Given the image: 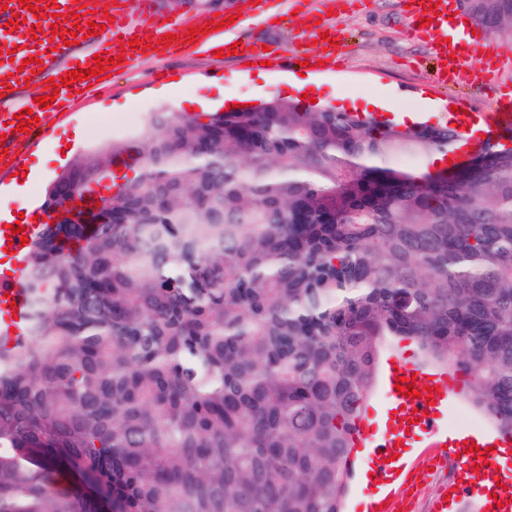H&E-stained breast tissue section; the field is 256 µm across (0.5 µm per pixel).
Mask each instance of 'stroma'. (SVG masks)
<instances>
[{
	"mask_svg": "<svg viewBox=\"0 0 512 512\" xmlns=\"http://www.w3.org/2000/svg\"><path fill=\"white\" fill-rule=\"evenodd\" d=\"M169 18L184 22L213 14L249 13L251 0H155ZM312 13L330 16L342 31L336 56L322 47L302 42L299 18L286 14L284 0H272L283 21L260 20L239 28L241 40L267 46L273 55L299 50L318 60L317 67L302 66L286 72L269 70L267 79L253 77L252 67L235 57L176 48L169 53L145 55L126 68L113 72L76 99L55 129L32 147L23 165L40 163L38 182L28 189L32 214L43 215L46 193L56 177L78 156L96 146L129 137L162 105L186 116L223 107L224 103L247 104L276 95L287 80L311 74L317 94L327 104L337 97H378L389 112H424L441 124L450 107L462 112H492L500 100L512 98V45L499 43L504 61L494 82L452 81L439 85L441 62L432 46L418 37L403 0H307ZM164 80H155L156 71ZM433 450L411 449L407 464L421 491L415 512H429L432 499L449 478L460 477L457 457L442 456L433 462Z\"/></svg>",
	"mask_w": 512,
	"mask_h": 512,
	"instance_id": "35a3bbf8",
	"label": "stroma"
}]
</instances>
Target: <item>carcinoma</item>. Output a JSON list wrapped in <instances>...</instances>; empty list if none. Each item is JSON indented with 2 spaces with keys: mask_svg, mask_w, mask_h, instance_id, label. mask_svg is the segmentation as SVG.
<instances>
[{
  "mask_svg": "<svg viewBox=\"0 0 512 512\" xmlns=\"http://www.w3.org/2000/svg\"><path fill=\"white\" fill-rule=\"evenodd\" d=\"M512 43V0H460ZM270 97L80 157L0 340V512H343L391 339L512 432V148ZM134 171L119 185L112 167ZM92 198L86 197L81 205L66 204L65 209H71L69 212L64 211L61 207L52 213L54 219H66L72 224H82L89 219V213L96 210V206L91 203Z\"/></svg>",
  "mask_w": 512,
  "mask_h": 512,
  "instance_id": "obj_1",
  "label": "carcinoma"
}]
</instances>
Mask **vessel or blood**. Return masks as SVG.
<instances>
[{
  "label": "vessel or blood",
  "instance_id": "obj_1",
  "mask_svg": "<svg viewBox=\"0 0 512 512\" xmlns=\"http://www.w3.org/2000/svg\"><path fill=\"white\" fill-rule=\"evenodd\" d=\"M94 2L95 0H56L57 6L52 9L46 7L44 0H39L37 11L32 14L29 13L27 6L20 4L19 0H0V3L6 6L5 12L0 13V20L6 22L16 15L23 17V24L13 32L14 37L22 38L32 26H48V17L51 13L64 14L72 11L78 13L79 19L75 22L65 21L64 27L70 32L78 22L84 24L91 20L98 24H105L103 15L89 13L88 7ZM438 2L437 10L432 11L422 8L419 0H405L413 18L426 17L430 20L429 25L418 28V36L438 45L440 50L450 51L451 57L444 66L446 72L462 80L491 81L495 72L488 67L491 56L487 54L484 46L463 41L455 42L451 46L447 45L448 0H438ZM111 15L114 19L113 25H105L106 29L100 32L99 37L110 43L109 55L113 58L123 55L131 61L137 55L146 54L148 48H162L164 45L162 36L166 33L175 34L181 39L186 36V26L168 21L165 17L156 14L149 0H138L137 5L134 6L130 5L128 0H120L116 8L112 9ZM147 30L153 34L151 42L148 43L142 40L143 33ZM133 38L138 41L137 46L134 47L129 44L130 39ZM71 54V47L65 46L60 37L56 36L49 45L35 50L34 63L25 65L24 68H17L16 64L6 59L0 61V134L5 137L4 143L1 144L6 148L5 153L0 154L1 169L13 168L15 160L21 159L29 143L43 138L55 127L65 110L74 101L76 91L86 88L87 83L83 80L58 86L53 105L47 107L36 102H28L20 96V89L24 86L26 78L34 77L38 72L46 77L52 76L57 70L58 62ZM475 56L479 57L480 66L470 65V58ZM27 107L32 108L39 122L32 125L28 136L23 137L16 131L12 120L15 114ZM458 124L461 152L475 151L487 139H493L505 145L512 143L511 113L464 112L459 115ZM12 260L14 274L10 280L0 281V317L13 328L17 325V314L23 313L25 307L24 296L19 286V273L23 271L26 263L24 248H16ZM403 377L413 378L415 395L405 397L396 390V383ZM384 385L388 403L401 408L403 416L412 421L419 435L423 436L426 447L440 448L447 445L457 452L473 444L483 449L512 447V434L499 431L491 435L473 432L455 441H447L440 410L448 403L451 380L436 370L421 367L394 356L385 365ZM427 386L434 387L433 397H423L422 391ZM353 445L357 448L373 449L374 457L370 468L374 482L379 484L385 480L386 459L391 458L395 449L410 447L411 441L405 430L383 428L362 421L357 425ZM412 508V497H409L407 492L393 489L371 501L368 506L369 512H411Z\"/></svg>",
  "mask_w": 512,
  "mask_h": 512
}]
</instances>
